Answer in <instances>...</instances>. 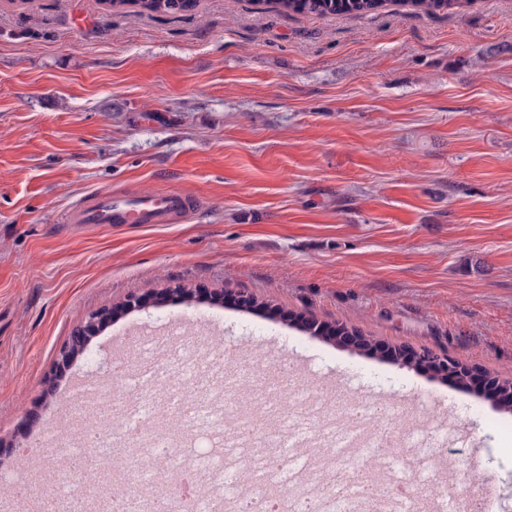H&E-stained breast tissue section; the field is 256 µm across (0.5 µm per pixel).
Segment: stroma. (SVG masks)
I'll list each match as a JSON object with an SVG mask.
<instances>
[{
  "mask_svg": "<svg viewBox=\"0 0 512 512\" xmlns=\"http://www.w3.org/2000/svg\"><path fill=\"white\" fill-rule=\"evenodd\" d=\"M95 190L193 205L168 224L63 223ZM171 321L196 327L187 352L292 359L334 383L341 417L377 402L407 427L446 424L418 512L487 479L512 512V412L390 355L512 377V0L323 17L0 0V472L48 480L43 429L73 384L123 337L166 342ZM102 315V314H101ZM101 315H93L89 317L88 324L85 326L87 331L93 330L95 322L102 318ZM85 328L73 336L72 342L68 343L60 349L57 358V364L60 366L68 365L71 357L76 353H84L88 347V338L84 336Z\"/></svg>",
  "mask_w": 512,
  "mask_h": 512,
  "instance_id": "1",
  "label": "stroma"
}]
</instances>
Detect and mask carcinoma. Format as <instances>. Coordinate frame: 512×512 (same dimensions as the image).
Wrapping results in <instances>:
<instances>
[{"label": "carcinoma", "instance_id": "cac0c4a2", "mask_svg": "<svg viewBox=\"0 0 512 512\" xmlns=\"http://www.w3.org/2000/svg\"><path fill=\"white\" fill-rule=\"evenodd\" d=\"M109 11L122 12L137 8L153 14L186 13L195 10L198 0H101ZM408 6L425 14H434L451 6L462 7L473 0H277L286 13L302 15L365 16L378 12L390 3Z\"/></svg>", "mask_w": 512, "mask_h": 512}]
</instances>
